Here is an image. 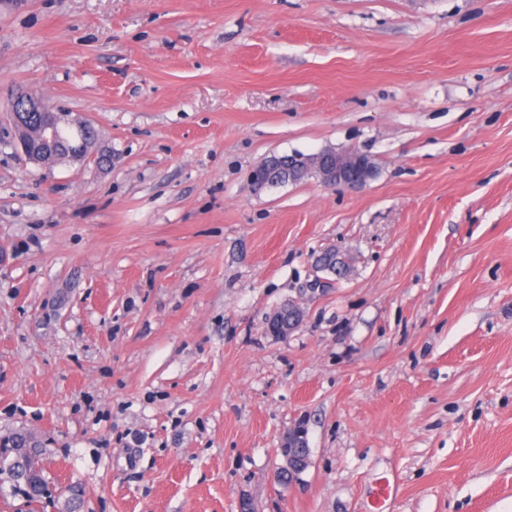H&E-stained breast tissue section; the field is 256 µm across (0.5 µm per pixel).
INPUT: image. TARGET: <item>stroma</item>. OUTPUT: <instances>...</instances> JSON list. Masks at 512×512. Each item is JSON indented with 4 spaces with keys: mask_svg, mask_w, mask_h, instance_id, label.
Segmentation results:
<instances>
[{
    "mask_svg": "<svg viewBox=\"0 0 512 512\" xmlns=\"http://www.w3.org/2000/svg\"><path fill=\"white\" fill-rule=\"evenodd\" d=\"M91 122L16 148V88ZM360 190L254 193L270 154ZM346 278L312 293L313 261ZM295 302L297 328L266 319ZM307 431L298 483L275 479ZM0 512H512V0H21L0 10ZM390 484L392 496L378 501ZM314 162L317 164L318 180L331 188L361 189L375 177L374 163L369 156L358 152L324 151L312 158L272 155L252 169L250 185L258 194L270 183H284L287 179L293 181L299 169H307ZM325 255L321 257L317 262L314 263L315 275L311 282H309V290L311 292L316 291H324L330 286H332L335 281L340 277L341 269L344 270L347 268L346 260L341 257L334 250L328 251L324 253ZM318 272H323L328 276H333L334 279L324 278L317 275ZM301 310L294 303L281 306L270 313L268 318V334L280 338L288 336L298 325ZM278 449L286 466L278 469L277 477L280 478L281 473L288 472V477L284 475L279 482L284 485L297 482L299 479L295 475L304 471L310 463L307 433L303 424L299 423L289 429ZM4 473L11 483L12 490L21 493L30 502H40L48 490V482L43 474L30 481L25 478L24 464L18 455V448L0 447V474Z\"/></svg>",
    "mask_w": 512,
    "mask_h": 512,
    "instance_id": "obj_1",
    "label": "stroma"
}]
</instances>
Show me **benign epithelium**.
<instances>
[{"instance_id": "1", "label": "benign epithelium", "mask_w": 512, "mask_h": 512, "mask_svg": "<svg viewBox=\"0 0 512 512\" xmlns=\"http://www.w3.org/2000/svg\"><path fill=\"white\" fill-rule=\"evenodd\" d=\"M13 125L17 143L24 156L35 162L42 163L56 153L59 147L57 139V125L61 119L43 101L18 94L10 104ZM19 112H46L48 124L42 131L41 148L31 146L27 127L17 116ZM317 165L319 181L326 187L356 190L367 186L375 177L374 163L371 158L358 152L337 153L332 151L321 152L311 158L306 156H277L272 155L262 161L249 174L250 185L255 193H260L271 183H283L293 180L298 171ZM347 268L346 260L331 250L325 253L314 263L316 275L309 282L311 292L324 291L340 278L341 270ZM327 277L319 276V273ZM301 319L300 308L288 303L270 313L268 318V334L280 338L288 336L298 325ZM279 453L283 456L286 465L279 468V472L288 473V482L296 481L295 475L304 471L309 463V446L307 433L302 424H297L288 430L280 444Z\"/></svg>"}]
</instances>
